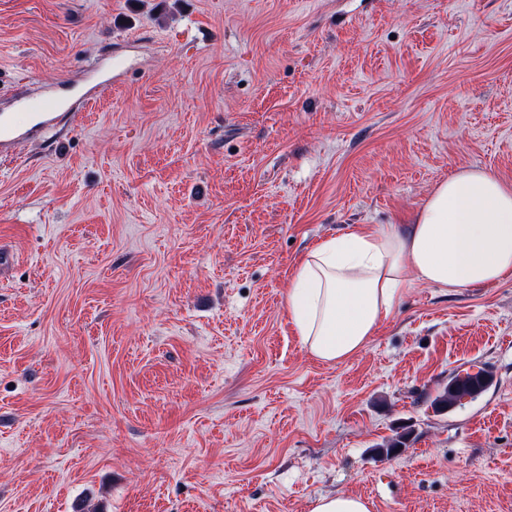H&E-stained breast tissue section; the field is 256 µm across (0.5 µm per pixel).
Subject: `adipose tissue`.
Returning a JSON list of instances; mask_svg holds the SVG:
<instances>
[{"label":"adipose tissue","mask_w":512,"mask_h":512,"mask_svg":"<svg viewBox=\"0 0 512 512\" xmlns=\"http://www.w3.org/2000/svg\"><path fill=\"white\" fill-rule=\"evenodd\" d=\"M512 278V182L464 169L441 181L410 223L362 225L299 263L286 309L323 362L363 350L414 283L444 291Z\"/></svg>","instance_id":"1"}]
</instances>
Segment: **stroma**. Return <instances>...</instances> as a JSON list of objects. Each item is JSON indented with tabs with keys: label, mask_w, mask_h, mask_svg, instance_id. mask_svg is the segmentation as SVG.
<instances>
[{
	"label": "stroma",
	"mask_w": 512,
	"mask_h": 512,
	"mask_svg": "<svg viewBox=\"0 0 512 512\" xmlns=\"http://www.w3.org/2000/svg\"><path fill=\"white\" fill-rule=\"evenodd\" d=\"M119 60L0 160V512H512V279L340 363L286 310L322 239L512 182V0H0V112ZM123 65L121 62H115L112 67V72L106 79L99 80L95 74H91L82 90L80 97L86 101L96 99L102 92L108 88H112L114 85V78L117 75H113L115 72L122 70ZM490 382V378L482 372L475 375H456L448 381V388L436 397L434 404L441 410H448L465 397L474 399L479 396ZM372 504L356 494H337L320 497L312 505L311 512H371Z\"/></svg>",
	"instance_id": "1"
}]
</instances>
